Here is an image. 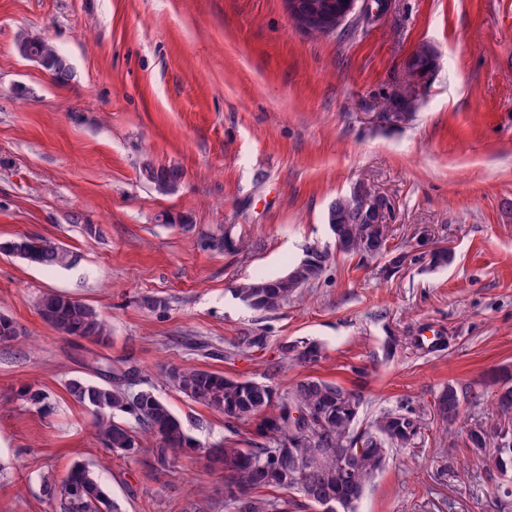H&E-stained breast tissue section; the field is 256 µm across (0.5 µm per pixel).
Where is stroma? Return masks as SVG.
I'll return each mask as SVG.
<instances>
[{
	"label": "stroma",
	"instance_id": "35a3bbf8",
	"mask_svg": "<svg viewBox=\"0 0 512 512\" xmlns=\"http://www.w3.org/2000/svg\"><path fill=\"white\" fill-rule=\"evenodd\" d=\"M389 2L326 36L296 29L286 0H0V242L48 238L76 259L49 272L0 254V315L21 331L0 345V512H53L44 485L76 461L99 465L121 512L222 500L223 473L184 456L155 469L148 436L137 457L106 450L66 384L129 359L201 446L243 443L251 424L229 428L175 391L166 367L259 381L300 338L321 357L285 364L279 392L314 376L359 390L361 419L403 399L421 417L357 512H512V479L446 436L433 407L451 383L483 396L459 429L494 426L485 378L512 373V0ZM38 37L65 56L68 81L19 53ZM424 46L437 68L409 83ZM148 162L181 169L178 191L146 183ZM359 185L388 199L389 243L409 262L334 253L273 312L234 295L332 245L327 210ZM224 233L233 248L204 245ZM434 247L452 262L430 267ZM46 292L93 305L110 340L58 335L38 313ZM258 334L264 348L230 355Z\"/></svg>",
	"mask_w": 512,
	"mask_h": 512
}]
</instances>
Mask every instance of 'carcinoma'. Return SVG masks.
Returning <instances> with one entry per match:
<instances>
[{
  "label": "carcinoma",
  "instance_id": "obj_1",
  "mask_svg": "<svg viewBox=\"0 0 512 512\" xmlns=\"http://www.w3.org/2000/svg\"><path fill=\"white\" fill-rule=\"evenodd\" d=\"M30 46L45 60L44 70L58 81H66L70 70L59 48L50 40L34 39ZM144 179L159 193H173L181 185L183 172L174 167L148 164L143 168ZM326 221L336 248L364 262L375 257H390V265L404 256L389 247V237L379 238L371 224V216L362 211L354 197L336 199L327 211ZM27 253L23 259L41 268L52 270L69 265L70 251L47 238H26ZM330 259L329 251L312 247L292 263L288 271L277 277L256 274L235 288L236 294L249 307L275 311L295 296L305 284L318 279ZM42 319L58 334L104 344L111 329L104 318L89 304L70 299L60 293H46L38 301ZM17 324L0 316V344L17 340ZM310 346L322 350L309 339L296 340L281 346V361L270 368L266 381L243 380L222 372L172 365L167 377L173 387L190 401L224 415L233 422L254 423L250 447L237 448L232 439L224 446L212 448L203 456L206 467L224 472V484L234 486L246 499V510H240L239 500L224 498V504L210 505V512H312L314 502L305 499L304 484L314 483L324 494L346 499L358 488H368L388 463L391 455L408 447L421 430V422L409 403L380 410L366 426L356 429L362 394L337 382L308 376L297 380L286 396L278 395L272 379L279 373L282 362L297 361L312 364L319 357L305 351ZM98 370L108 376L104 383L75 378L66 384L70 397L91 409L98 439L108 448L125 455L139 452L135 428L155 439L149 449L153 461L166 469L172 457L182 454L195 458L200 444L190 436L184 423L169 405L150 387L142 386V370L134 363L101 365ZM493 394L497 415L512 420V378L493 374L486 380ZM464 398L458 389L448 384L437 394L434 411L453 434L463 410ZM295 409L298 418L288 416ZM501 429H489L480 423L468 427L461 435L467 450L481 449L479 459L488 471L503 476L512 472V452L489 449L497 444ZM290 448L312 458V467L304 480L282 472L277 458ZM321 448L359 449L349 484H336V458L317 455ZM45 495L59 512H119L111 501L99 474L91 466L74 463L63 480L46 485Z\"/></svg>",
  "mask_w": 512,
  "mask_h": 512
}]
</instances>
